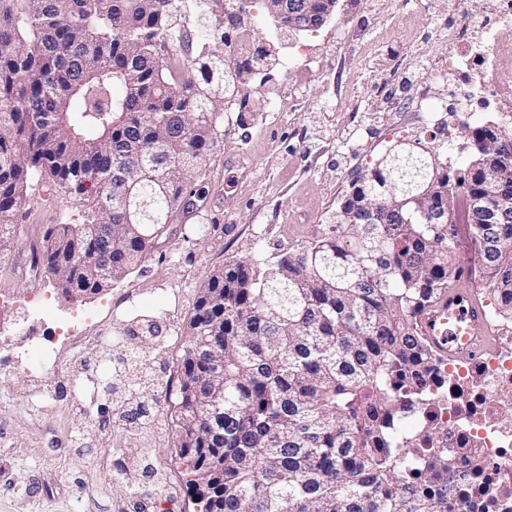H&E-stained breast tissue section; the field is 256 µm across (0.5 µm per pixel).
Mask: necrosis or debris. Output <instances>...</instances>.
<instances>
[{"mask_svg": "<svg viewBox=\"0 0 512 512\" xmlns=\"http://www.w3.org/2000/svg\"><path fill=\"white\" fill-rule=\"evenodd\" d=\"M512 0L493 12H471L469 0H448V111L489 112L512 133ZM422 405L406 421L439 427L434 453L448 467L429 481L410 468L399 489L424 512H512V336L477 358L436 362Z\"/></svg>", "mask_w": 512, "mask_h": 512, "instance_id": "4bbe7bcc", "label": "necrosis or debris"}]
</instances>
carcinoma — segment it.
Here are the masks:
<instances>
[{"instance_id": "1", "label": "carcinoma", "mask_w": 512, "mask_h": 512, "mask_svg": "<svg viewBox=\"0 0 512 512\" xmlns=\"http://www.w3.org/2000/svg\"><path fill=\"white\" fill-rule=\"evenodd\" d=\"M226 18L224 0H0V253L35 182L86 202V227L49 229L38 256L62 295L140 266L266 61L229 62ZM459 132L466 167L404 143L352 182L335 235L203 281L175 410L201 512H408L387 490L415 447L401 401L425 392L419 319L461 278V227L512 318V144L465 118ZM479 197L500 223L477 220Z\"/></svg>"}]
</instances>
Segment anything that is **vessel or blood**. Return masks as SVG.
<instances>
[{
	"instance_id": "obj_1",
	"label": "vessel or blood",
	"mask_w": 512,
	"mask_h": 512,
	"mask_svg": "<svg viewBox=\"0 0 512 512\" xmlns=\"http://www.w3.org/2000/svg\"><path fill=\"white\" fill-rule=\"evenodd\" d=\"M421 331L431 345L446 357L465 355L466 350L457 343L459 325H466L473 335L492 336V328L474 294L452 287L425 313Z\"/></svg>"
}]
</instances>
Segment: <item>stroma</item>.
<instances>
[{
    "label": "stroma",
    "instance_id": "stroma-1",
    "mask_svg": "<svg viewBox=\"0 0 512 512\" xmlns=\"http://www.w3.org/2000/svg\"><path fill=\"white\" fill-rule=\"evenodd\" d=\"M267 44L271 65L245 74V102L193 177L194 211L176 210L138 269L74 302L46 271L25 272L50 225L77 221L82 201L39 186L27 192L13 248L0 258V512H195L174 463L172 404L186 324L213 270L274 256L329 233L351 183L399 141H420L442 160H470L458 132L422 129L448 99L445 81L423 79L448 64V0H410L369 11L338 0L314 32L278 34L271 19L242 16ZM311 45L285 60L284 44ZM281 109H270L271 99ZM159 333L134 349V321ZM76 323L77 338L62 328ZM150 381L130 398L132 353Z\"/></svg>",
    "mask_w": 512,
    "mask_h": 512
}]
</instances>
